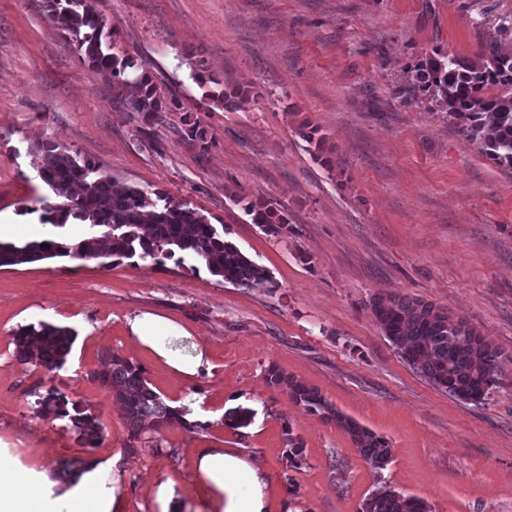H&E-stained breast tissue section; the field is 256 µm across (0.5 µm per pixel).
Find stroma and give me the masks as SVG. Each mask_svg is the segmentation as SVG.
<instances>
[{
    "label": "stroma",
    "mask_w": 512,
    "mask_h": 512,
    "mask_svg": "<svg viewBox=\"0 0 512 512\" xmlns=\"http://www.w3.org/2000/svg\"><path fill=\"white\" fill-rule=\"evenodd\" d=\"M117 48L160 93L177 96L207 131L184 145L180 115L151 131L81 62L41 0H0V220L38 199L57 203L32 167L51 139L120 183L162 191L223 225L269 271L244 288L187 260L56 257L0 268V442L50 479L88 459L119 456V512H160L159 487L199 512L196 456L230 448L264 474L268 512H360L388 487L432 512H512V173L493 165L429 97L404 99L411 68L440 50L474 60L512 51V0H94ZM213 82L200 88L193 76ZM248 90L232 108L212 95ZM320 139L313 149L307 135ZM279 202L288 230L266 233L238 197ZM432 303L501 352L484 404L436 389L400 357L372 315L373 296ZM151 312L181 323L183 354L207 346L209 366L182 379L139 351L127 320ZM39 322L77 337L53 373L14 355L12 335ZM115 353L139 364L187 421L129 447L124 411L90 377ZM319 390L386 438L375 471L336 425L268 385L269 369ZM56 389L104 427L85 448L69 420L35 401ZM246 410L248 425L198 415ZM186 421V422H187ZM303 461L288 460L286 436Z\"/></svg>",
    "instance_id": "stroma-1"
}]
</instances>
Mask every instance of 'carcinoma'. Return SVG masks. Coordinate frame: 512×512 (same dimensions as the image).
Instances as JSON below:
<instances>
[{
	"label": "carcinoma",
	"mask_w": 512,
	"mask_h": 512,
	"mask_svg": "<svg viewBox=\"0 0 512 512\" xmlns=\"http://www.w3.org/2000/svg\"><path fill=\"white\" fill-rule=\"evenodd\" d=\"M48 17L76 43L82 61L112 84L116 101L141 115L147 126L161 119L163 112H183L182 138L203 143L206 131L198 119L183 111L180 100L158 92L152 78L133 57L121 53L104 33L106 23L91 0H44ZM405 96L425 94L456 123L457 129L478 144L482 153L499 167L512 171V52L489 47L476 61H465L437 51L419 61L411 82L400 89ZM32 165L42 183L64 203L41 207V223L57 228L72 219L89 226L85 238L74 246H62L54 239L27 242L0 241V267L30 264L56 257L81 260L131 258L164 260L189 259L206 265L222 280L244 288H272L269 272L253 262L234 243L224 239V231L208 218L163 192L149 193L138 187L115 186L107 177L92 178L96 170L90 161H81L62 150L53 140L44 139L33 151ZM245 212L253 223L277 235L288 230L279 203L249 201ZM370 310L384 336L401 358L434 387L459 401L482 404L499 385L500 352L474 327L452 319L431 303L405 296L378 295ZM75 340L69 327L40 322L17 329L12 336L16 357L27 364L52 372L61 368ZM101 385L109 387L125 409L129 445L139 443L145 430H159L178 421L192 431L196 425L169 405L144 378L143 369L127 358L109 354L102 369L93 373ZM266 382L284 387L291 400L311 415L345 431L373 469L381 471L391 459L387 439L361 426L334 408L314 387L292 381L278 370L268 371ZM37 415L68 419L79 441L88 448L99 447L103 428L96 418L81 412L76 403L56 390L47 391L37 401ZM361 512H431L419 498L385 490L368 497Z\"/></svg>",
	"instance_id": "cac0c4a2"
}]
</instances>
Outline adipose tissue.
<instances>
[{"label":"adipose tissue","mask_w":512,"mask_h":512,"mask_svg":"<svg viewBox=\"0 0 512 512\" xmlns=\"http://www.w3.org/2000/svg\"><path fill=\"white\" fill-rule=\"evenodd\" d=\"M129 334L138 348L184 378H191L208 362L207 351L194 354L172 351L173 337L184 328L153 314L128 321ZM114 460L92 461L81 474L56 485L45 474L18 462L9 449L0 448V512H114L117 478L111 477ZM201 477V503L207 512H266L262 471L248 460L221 448H208L197 457Z\"/></svg>","instance_id":"ef3b65f1"}]
</instances>
